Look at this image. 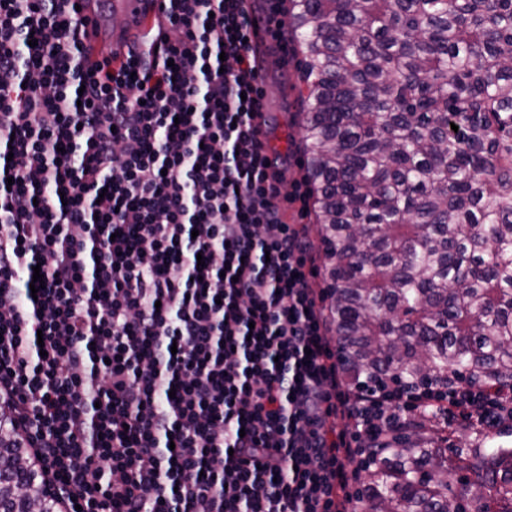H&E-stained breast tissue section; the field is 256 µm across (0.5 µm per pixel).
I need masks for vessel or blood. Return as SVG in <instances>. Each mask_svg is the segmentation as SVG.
<instances>
[{"label":"vessel or blood","mask_w":512,"mask_h":512,"mask_svg":"<svg viewBox=\"0 0 512 512\" xmlns=\"http://www.w3.org/2000/svg\"><path fill=\"white\" fill-rule=\"evenodd\" d=\"M78 5L82 39L99 55H122L131 42L146 49L165 17L162 0L151 6L143 0H79Z\"/></svg>","instance_id":"b4317fda"}]
</instances>
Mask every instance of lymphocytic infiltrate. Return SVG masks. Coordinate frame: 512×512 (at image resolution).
Masks as SVG:
<instances>
[{
	"instance_id": "obj_1",
	"label": "lymphocytic infiltrate",
	"mask_w": 512,
	"mask_h": 512,
	"mask_svg": "<svg viewBox=\"0 0 512 512\" xmlns=\"http://www.w3.org/2000/svg\"><path fill=\"white\" fill-rule=\"evenodd\" d=\"M250 14L169 0L150 50L95 56L74 0H0V420L57 512H354L377 455L332 416L378 441L421 406L344 389ZM443 402L489 431L512 413Z\"/></svg>"
}]
</instances>
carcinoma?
<instances>
[{
  "label": "carcinoma",
  "instance_id": "carcinoma-1",
  "mask_svg": "<svg viewBox=\"0 0 512 512\" xmlns=\"http://www.w3.org/2000/svg\"><path fill=\"white\" fill-rule=\"evenodd\" d=\"M325 320L352 393L512 401V0H289ZM458 130L451 129V125ZM392 420L358 512H512V441ZM0 428V512H53Z\"/></svg>",
  "mask_w": 512,
  "mask_h": 512
}]
</instances>
